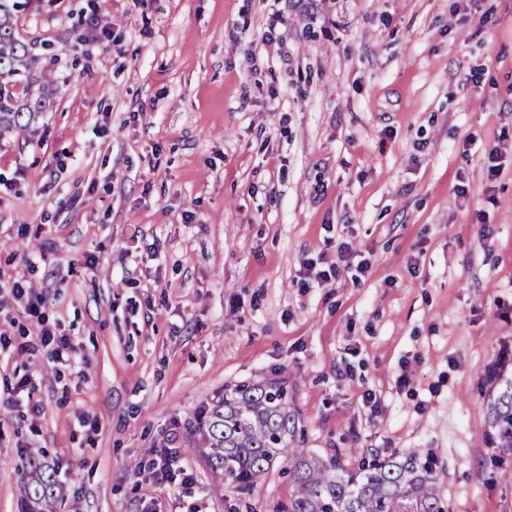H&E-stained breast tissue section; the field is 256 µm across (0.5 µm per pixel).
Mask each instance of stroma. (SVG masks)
<instances>
[{
  "instance_id": "1",
  "label": "stroma",
  "mask_w": 512,
  "mask_h": 512,
  "mask_svg": "<svg viewBox=\"0 0 512 512\" xmlns=\"http://www.w3.org/2000/svg\"><path fill=\"white\" fill-rule=\"evenodd\" d=\"M16 24L76 64L35 69L48 109L0 134V332L37 340L22 281L73 358L0 362V512L39 448L58 512H147L165 447L196 478L171 512H224L197 426L265 381L314 454L414 450L449 512H512L482 392L512 376V0H32ZM340 238L370 273L299 287ZM23 377L35 419L6 402ZM293 491L276 467L250 503ZM12 292L18 300H23L26 297L24 310L31 318H35L38 323L44 322L43 309L46 307V299L41 294L30 297L29 287L28 291L25 286L19 281H14Z\"/></svg>"
}]
</instances>
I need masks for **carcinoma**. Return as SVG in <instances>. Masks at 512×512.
<instances>
[{
    "instance_id": "cac0c4a2",
    "label": "carcinoma",
    "mask_w": 512,
    "mask_h": 512,
    "mask_svg": "<svg viewBox=\"0 0 512 512\" xmlns=\"http://www.w3.org/2000/svg\"><path fill=\"white\" fill-rule=\"evenodd\" d=\"M23 0H0V131H23L46 109L34 92L37 59L21 40L14 17ZM484 398L497 447L512 451V378L486 385ZM296 417L281 382L244 383L224 394L201 429L204 457L212 474L229 478L238 494L252 492L276 460L294 486L286 512H448L433 469L413 451L395 461L358 448V468L341 454L320 457L296 445ZM27 512H42L57 489L56 470L44 456H26Z\"/></svg>"
}]
</instances>
